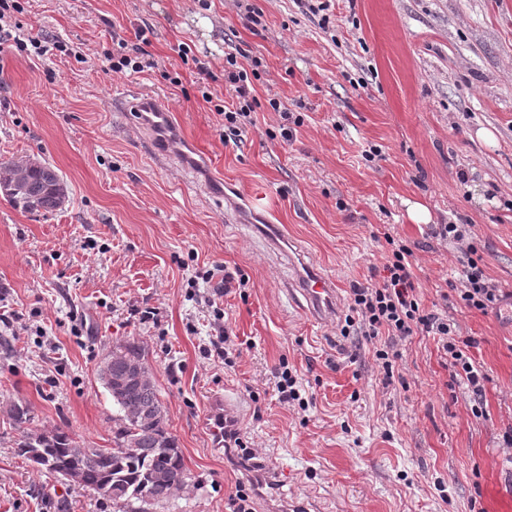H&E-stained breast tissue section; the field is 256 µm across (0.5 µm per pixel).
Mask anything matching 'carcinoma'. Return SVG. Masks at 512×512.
Segmentation results:
<instances>
[{
    "label": "carcinoma",
    "mask_w": 512,
    "mask_h": 512,
    "mask_svg": "<svg viewBox=\"0 0 512 512\" xmlns=\"http://www.w3.org/2000/svg\"><path fill=\"white\" fill-rule=\"evenodd\" d=\"M26 192L3 191L15 208L25 213H52L62 206V188L48 171L34 170ZM114 363L105 360L101 369L103 385L113 402H128L157 409L158 415L132 419L123 414L114 431L110 448H87L67 431L27 430L17 444L19 456L64 479L75 474L81 486L108 498L115 512H150L168 502L189 476L178 441L167 428V413L157 386L112 391L110 377Z\"/></svg>",
    "instance_id": "cac0c4a2"
}]
</instances>
